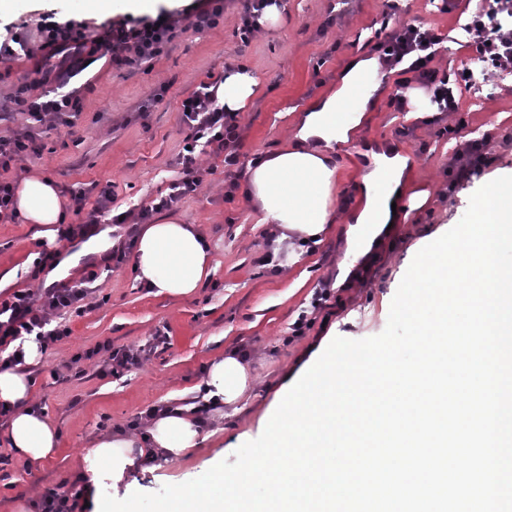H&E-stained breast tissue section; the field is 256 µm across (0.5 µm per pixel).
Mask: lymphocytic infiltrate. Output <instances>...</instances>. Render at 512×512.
Here are the masks:
<instances>
[{
  "label": "lymphocytic infiltrate",
  "mask_w": 512,
  "mask_h": 512,
  "mask_svg": "<svg viewBox=\"0 0 512 512\" xmlns=\"http://www.w3.org/2000/svg\"><path fill=\"white\" fill-rule=\"evenodd\" d=\"M223 13L224 0H208L206 7L184 8L177 14L164 9L153 18L129 16L115 24L110 38L100 45L88 44L74 21L61 23L52 16H44L40 33L46 47L59 57L51 78L56 90L34 99L30 96L31 84L24 83L13 92L11 102L15 111L26 114L30 124L24 131L0 136V220L16 217L17 183L3 179V172L9 171L20 159L39 156L42 134L74 129L81 117L83 99L79 94L67 91L66 86L89 65L85 49L110 53L113 63L119 65L138 64L159 56L173 41L177 35L175 16H184L194 29L203 30L217 25ZM464 31L470 46L484 61L500 72L512 71V0H492L486 11L466 24ZM441 42V35L434 29L414 23L397 25L378 42L377 48L387 67L402 68L407 75L406 80L398 82L391 98L396 111L409 109L407 92L414 84L426 92L436 112L458 111L453 85L465 82L466 76L461 69L451 74L434 67ZM181 121L185 136L184 147L175 161L177 174L165 194L122 211L121 224L128 241H135L141 225L150 223L155 214L172 210L183 199L200 191L203 184V174L198 166L200 155L223 160L225 201H233L240 187L244 166L240 162L243 130L239 113L225 111L219 105L211 83L203 82L182 100ZM68 194L71 208L74 212L85 213L86 219L80 224L67 225L63 231L66 239L91 235L112 212L115 195L111 186H104L95 194L87 188H72ZM100 276L97 265L90 263L80 279L55 284L42 289L41 293L28 288L0 293V354H5L6 364L16 366L20 363L16 354L9 351L15 342L32 337L45 350L70 336V327L61 324L60 318L67 313L80 317L93 309L91 285ZM96 357L102 360L100 372L104 375H117L142 363L140 352L103 344L52 368L50 378L57 382L70 374L82 373V360Z\"/></svg>",
  "instance_id": "lymphocytic-infiltrate-1"
}]
</instances>
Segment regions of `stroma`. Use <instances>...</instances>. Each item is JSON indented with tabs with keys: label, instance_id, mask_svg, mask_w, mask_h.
Masks as SVG:
<instances>
[{
	"label": "stroma",
	"instance_id": "1",
	"mask_svg": "<svg viewBox=\"0 0 512 512\" xmlns=\"http://www.w3.org/2000/svg\"><path fill=\"white\" fill-rule=\"evenodd\" d=\"M276 25L242 45L238 34L240 4L224 0V15L208 30L180 24L165 52L143 64L116 66L98 57L69 84L84 102L79 139L43 135V154L13 166L51 179L58 189L96 182L112 184L115 212L146 203L166 191L185 131L180 104L200 82H223L229 69L247 66L261 80L259 93L241 114L242 152L246 160L282 149L292 132L293 110L304 109L323 94L349 56L365 51L380 28L388 0H281ZM395 18L421 22L447 40L459 38L457 12L431 11L427 0H398ZM85 22L88 39L103 36L119 15L102 18L88 0H15L0 26L26 34L32 56L0 58V102L18 83L42 78L52 61L42 47L38 26L43 14ZM398 74L388 77L374 112L352 140L341 147V167L333 193L339 215L320 243L283 248L279 270L259 266L273 227L259 221L244 191L224 199V166L204 155L199 163L204 185L183 200L173 214L197 225L205 237L215 270L203 288L183 297L155 294L136 278L133 259L102 275L95 284L93 310L69 321L72 333L31 365V402L60 432L54 456L28 462L15 456L0 427V512H38L41 491L78 484L85 458L99 437L126 430L153 408L174 403L197 386L212 360L229 348L247 355L254 380L245 407L214 417L212 435L178 459L156 458L139 466L134 490L159 491L201 476L211 459H233L242 440L264 431V413L287 381L304 373L332 338L359 340L383 332L392 299L415 254L455 226L470 196L487 182L512 173V74L493 73L481 85L460 87L457 112L428 122L395 111L391 97ZM488 136L481 175L459 183L455 154L466 140ZM388 143L409 155L410 190L426 189L428 202L412 210L400 200L402 214L382 244L350 262L348 217L359 203L355 183L366 145ZM35 224L0 221V279L9 288L41 287L30 279V261L38 250ZM319 288L330 291L325 308L313 315L305 333L291 328ZM169 338L142 365L120 376H102L86 367L81 378L49 384L47 371L77 352L99 343L113 347L148 344L158 328Z\"/></svg>",
	"mask_w": 512,
	"mask_h": 512
}]
</instances>
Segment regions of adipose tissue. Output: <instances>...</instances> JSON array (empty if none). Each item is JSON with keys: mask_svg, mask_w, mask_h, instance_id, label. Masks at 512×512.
Here are the masks:
<instances>
[{"mask_svg": "<svg viewBox=\"0 0 512 512\" xmlns=\"http://www.w3.org/2000/svg\"><path fill=\"white\" fill-rule=\"evenodd\" d=\"M383 63L378 56L351 58L341 71L335 88L311 108L296 115L288 147L251 163L245 173L246 193L265 224L279 227V241H321L335 221L333 189L336 185L341 144L374 107L380 83H372L359 99L350 119L336 125V103L349 96L360 77L378 73ZM260 80L243 67L227 73L217 97L225 111L241 112L257 93ZM369 167L358 188L364 203L349 221L351 235L361 254H368L381 242L393 219L392 204L409 167L407 156L389 147L370 155ZM388 192H381V181ZM17 211L25 223L39 225V238L55 243L57 226L64 220L65 205L56 184L43 176L24 178L17 191ZM138 278L157 293L173 296L193 294L208 280L214 268L203 236L195 225L177 217H165L142 228L135 248ZM252 377L237 349L225 350L213 360L201 391L204 402L213 406L236 407L252 387ZM0 403L13 405L6 426V440L21 459L42 461L51 457L60 434L30 403V379L20 368L0 367ZM195 404L167 407L155 415L144 435L122 432L100 437L92 450V465L85 480L86 494L97 498L102 477L121 482L139 458L154 454L178 458L209 437L200 427Z\"/></svg>", "mask_w": 512, "mask_h": 512, "instance_id": "obj_1", "label": "adipose tissue"}]
</instances>
